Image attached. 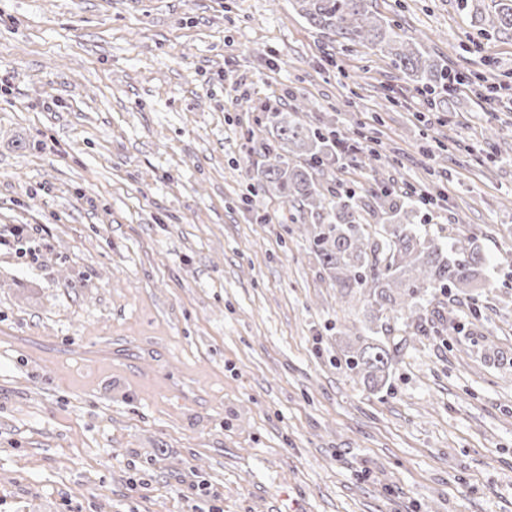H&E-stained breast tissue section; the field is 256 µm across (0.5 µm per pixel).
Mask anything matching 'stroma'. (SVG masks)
Here are the masks:
<instances>
[{"mask_svg":"<svg viewBox=\"0 0 512 512\" xmlns=\"http://www.w3.org/2000/svg\"><path fill=\"white\" fill-rule=\"evenodd\" d=\"M373 8L471 86L429 107L296 0H0V230L46 240L0 251V512H512V109L478 90L512 38ZM295 94L486 256L482 324L408 337L380 393L344 363L362 297L248 188ZM41 231L43 229H39L35 225H32V227L29 224L15 225L9 231V235L6 236L0 233V249L2 247H17L19 245L20 247L16 249L17 251L19 250L23 255H28L32 260H35L40 247L39 240H44L40 233Z\"/></svg>","mask_w":512,"mask_h":512,"instance_id":"stroma-1","label":"stroma"}]
</instances>
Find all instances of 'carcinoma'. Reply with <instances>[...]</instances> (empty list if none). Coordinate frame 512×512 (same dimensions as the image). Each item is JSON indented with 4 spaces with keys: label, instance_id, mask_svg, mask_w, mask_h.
Segmentation results:
<instances>
[{
    "label": "carcinoma",
    "instance_id": "cac0c4a2",
    "mask_svg": "<svg viewBox=\"0 0 512 512\" xmlns=\"http://www.w3.org/2000/svg\"><path fill=\"white\" fill-rule=\"evenodd\" d=\"M304 17L319 31L344 43L360 45L390 58L415 86L448 98V66L431 57L417 39L395 30L372 9L371 0H297ZM485 12L465 3L470 21L499 36L512 37V0H492ZM303 100L287 112H273L275 134L264 147L257 171L261 186L285 202L321 220L309 231L311 250L332 287L345 296L360 294L372 322L388 333L400 325L412 336L436 332L438 310L446 298L472 300L484 287L485 255L474 236L458 235L444 246L420 235L405 222L410 197L391 192L379 180L358 192H325L322 177L337 161L339 134L308 119ZM347 369L372 391L390 386L396 350L372 336L347 343Z\"/></svg>",
    "mask_w": 512,
    "mask_h": 512
}]
</instances>
